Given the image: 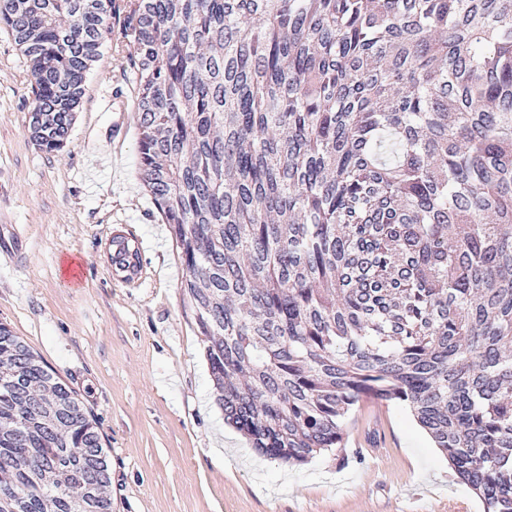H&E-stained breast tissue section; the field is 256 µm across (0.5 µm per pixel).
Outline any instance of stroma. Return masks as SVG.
<instances>
[{
	"mask_svg": "<svg viewBox=\"0 0 512 512\" xmlns=\"http://www.w3.org/2000/svg\"><path fill=\"white\" fill-rule=\"evenodd\" d=\"M134 90L106 42L85 74L66 145L31 140V75L0 29V323L77 395L108 454L112 512H483L402 403L364 400L345 448L287 465L224 422L184 307L180 251L145 191L138 114L122 131L92 107L105 84ZM139 255L118 276L112 230ZM83 262V285L66 262Z\"/></svg>",
	"mask_w": 512,
	"mask_h": 512,
	"instance_id": "35a3bbf8",
	"label": "stroma"
}]
</instances>
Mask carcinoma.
<instances>
[{"instance_id": "obj_1", "label": "carcinoma", "mask_w": 512, "mask_h": 512, "mask_svg": "<svg viewBox=\"0 0 512 512\" xmlns=\"http://www.w3.org/2000/svg\"><path fill=\"white\" fill-rule=\"evenodd\" d=\"M114 21L224 421L299 465L400 401L512 512V0H0L44 151ZM100 447L0 323V512H88Z\"/></svg>"}]
</instances>
